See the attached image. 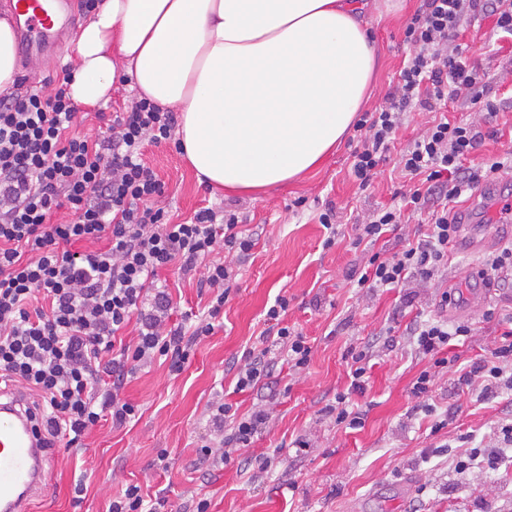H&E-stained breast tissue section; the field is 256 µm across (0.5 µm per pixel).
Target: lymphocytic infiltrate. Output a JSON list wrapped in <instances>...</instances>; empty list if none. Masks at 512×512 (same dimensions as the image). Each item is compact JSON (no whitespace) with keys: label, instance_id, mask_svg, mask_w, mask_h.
Wrapping results in <instances>:
<instances>
[{"label":"lymphocytic infiltrate","instance_id":"obj_1","mask_svg":"<svg viewBox=\"0 0 512 512\" xmlns=\"http://www.w3.org/2000/svg\"><path fill=\"white\" fill-rule=\"evenodd\" d=\"M491 17L512 34V0H422L408 21L410 53L398 83L383 105L357 121L351 174L367 188L388 152L409 108L433 115L426 131L400 153L397 167L412 180L401 207H382L356 220L352 248L370 247L364 265L348 279L368 293L382 288H427L442 278L448 243L457 232L454 206L483 180L512 168V154L473 168L466 161L486 134L476 122L436 115L438 103L462 100L494 111L485 73L460 42L463 23ZM59 80L53 93L29 88L0 95V380L36 394L34 429L43 448L70 452L101 420L126 423L135 413L121 390L128 375L155 357L180 373L191 347L214 331L227 300L235 267L256 246L240 230L234 210L202 207L190 220L173 223L155 201L164 185L143 160L145 144L173 140V112L140 99L112 117L106 136L90 139L73 129L85 113ZM426 215L416 242L386 256L373 246L406 216ZM201 270L211 296L197 320L172 322L173 301L160 271ZM287 297L265 314L256 347L237 359L234 393H253L274 366L304 371L312 348L288 326ZM134 328L133 342L124 333ZM467 323L416 319L404 334L415 352L447 366L443 353L453 340L471 336ZM459 387L485 400L512 390V329L502 333L489 356L461 369ZM206 413L208 444L193 462L201 469L234 462L272 420L269 405L239 413L219 399ZM496 448L453 453L457 474L498 468L512 448V421L500 424Z\"/></svg>","mask_w":512,"mask_h":512}]
</instances>
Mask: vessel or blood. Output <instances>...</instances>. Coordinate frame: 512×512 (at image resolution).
<instances>
[{"label": "vessel or blood", "instance_id": "obj_1", "mask_svg": "<svg viewBox=\"0 0 512 512\" xmlns=\"http://www.w3.org/2000/svg\"><path fill=\"white\" fill-rule=\"evenodd\" d=\"M21 19L19 41L30 54L58 43L59 32L72 22L66 4L49 0H9ZM26 395L0 402V512H32L47 479V457L33 431Z\"/></svg>", "mask_w": 512, "mask_h": 512}]
</instances>
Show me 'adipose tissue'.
Masks as SVG:
<instances>
[{"label":"adipose tissue","instance_id":"obj_1","mask_svg":"<svg viewBox=\"0 0 512 512\" xmlns=\"http://www.w3.org/2000/svg\"><path fill=\"white\" fill-rule=\"evenodd\" d=\"M357 0H101L73 39L69 94L117 83L176 112L199 182L256 192L315 169L366 100L376 52Z\"/></svg>","mask_w":512,"mask_h":512}]
</instances>
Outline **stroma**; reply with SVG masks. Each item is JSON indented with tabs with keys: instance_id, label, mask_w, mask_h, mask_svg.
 Returning <instances> with one entry per match:
<instances>
[{
	"instance_id": "35a3bbf8",
	"label": "stroma",
	"mask_w": 512,
	"mask_h": 512,
	"mask_svg": "<svg viewBox=\"0 0 512 512\" xmlns=\"http://www.w3.org/2000/svg\"><path fill=\"white\" fill-rule=\"evenodd\" d=\"M421 0H368L364 19L377 48L378 69L365 111L385 101L396 83L403 56L406 20ZM465 40L473 59L491 79L490 99L496 117L482 119L464 101L451 104L456 117L485 120L493 137L472 153V166L512 153V37L494 27L492 19L468 27ZM72 50L19 56L18 79L25 86L51 91ZM351 139L302 178L255 195L211 192L174 145H148L143 159L159 175L164 194L159 200L173 221H185L201 206L233 205L243 226L259 235L242 267L213 335L193 348L184 370L170 375L167 362L127 378L121 396L135 407V416L116 428L100 422L82 449L48 457L49 479L36 501L37 512H106L112 496L126 484L145 485L149 495L179 507L208 500V512H512V460L499 470L456 474L440 446L472 435L476 448L495 446L494 431L512 413V392L479 401L458 391L453 368L435 370V413L420 411L411 394L414 379L429 360L415 355L403 337H389V326L409 324L415 315L438 316L448 322L472 321L478 329L457 353L469 361L488 353L501 332L512 325V281L496 287L476 278L483 258L498 243L492 238L498 210L484 204L477 227L486 243L469 253L448 256V270L433 288L421 291L412 308L402 306L399 291L366 297L354 293L347 274L364 264L365 251L342 240L325 247L326 229L316 215L325 205L367 211L391 203L403 182L398 172L383 167L364 190L348 174ZM304 206H296L297 198ZM174 303V320L195 314L207 304L197 274L176 268L162 270ZM455 294L448 307L439 304L444 291ZM288 299L289 323L302 330L312 347L308 369L296 376L272 372L254 397L273 403L270 430L224 469L196 471L206 434L202 412L216 394L231 391L234 359L249 350L263 328V318L276 296ZM368 347L373 367L364 393L352 394L364 423L351 429L334 424L324 413L335 395L347 391L351 351ZM307 447H295L296 438ZM167 451L168 472L151 463ZM271 459L258 472L254 458ZM83 485L81 502L74 488Z\"/></svg>"
}]
</instances>
